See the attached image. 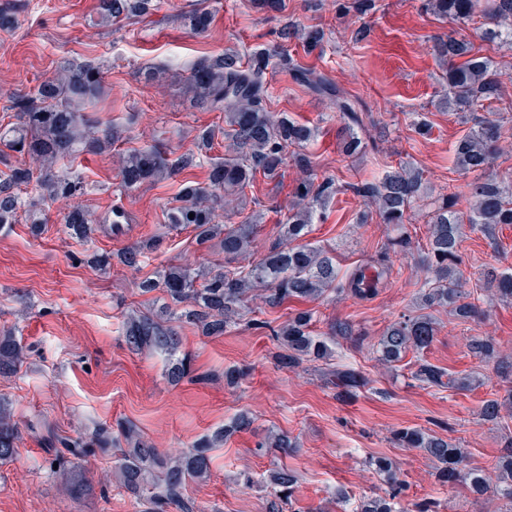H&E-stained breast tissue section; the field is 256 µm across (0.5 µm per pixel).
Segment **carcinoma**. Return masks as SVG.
Instances as JSON below:
<instances>
[{
    "mask_svg": "<svg viewBox=\"0 0 512 512\" xmlns=\"http://www.w3.org/2000/svg\"><path fill=\"white\" fill-rule=\"evenodd\" d=\"M207 0H200L189 17L193 31L206 32L211 13ZM427 9L467 23L476 17L489 21L483 32L488 42H512V0H426ZM153 0H102L101 22L113 23L123 19L143 18L153 10ZM377 9L376 0H336V11H351L367 16ZM436 51L448 63V106L459 112H473L483 101L499 99L500 73L491 59L473 52L466 39L447 36L437 42ZM288 70L300 85L313 95L334 100L336 110L344 121V147L350 154L361 150L362 142L355 129L364 124L362 102L344 96L325 74L294 62L286 52L273 53L268 49L254 51L243 61L233 56L202 58L190 65L185 80V92L191 102L211 111L224 113V126H209L196 138V151L170 158L156 149L135 150L123 158L120 167V186L135 190L144 183L160 181L195 165L198 156L212 149L215 138L223 135L230 141L232 151L224 161L212 164L206 187L189 184L180 195V204L170 209L167 227L182 231L191 228L205 241L218 240L224 252V263L208 269L170 266L143 280L141 291L159 290L164 303L154 311L133 313L123 327L127 346L133 351H156L169 357L168 375L176 380L186 374V359L177 356L179 335L177 325L190 323L207 336H219L238 324L245 300L258 295L274 308L290 300H316L341 290L359 299L377 294L378 286L388 274L385 260L377 259L361 267L344 283L337 282L336 258L322 246L306 241L314 215L340 191H350L375 208L382 223L397 231L391 246L404 251L410 241L404 231L411 204L422 188L420 171L402 165L387 172L375 182L339 185L335 179H318L311 174L312 161L302 147L310 141L315 130L300 124L282 113L274 115L266 108L267 70L272 61ZM102 88L100 66L92 63L65 61L56 77L44 81L37 89V103L24 104L16 114L17 122L0 128V144L13 152L27 153L39 158L36 169L15 166L0 179V226L17 221L21 202L15 189L35 184L39 189L37 202L27 210L33 226L41 224L38 205L48 201H63L81 190L80 178L55 165L60 158L81 151L87 142L98 151H107L122 139L123 131L113 125L101 136L88 141L86 126L89 116L82 114L85 104L99 97ZM503 125L498 121L481 120L455 145V166L475 179L467 184L473 199L470 211L457 208L458 195L451 192L434 204L430 215L426 253L422 266L426 277L420 287L424 307H449L454 315L468 321L477 317L482 308L467 300L459 288L460 245L464 225L472 230L490 234L499 224H512V179L488 173L496 146L502 138ZM291 146L299 150L288 153ZM304 174L294 191V201L288 209V223L283 225L286 242L270 248L260 258L246 265L235 262L251 254L257 225L251 223L220 224L218 211L224 208L228 195H245L255 187L258 178L274 180L281 176L287 161ZM194 217H189V214ZM109 225L112 232L120 230L117 219L104 217L96 224L81 208L65 216L66 232L77 239H89ZM151 247L142 243L115 254L94 255L90 262L107 268L112 260L132 267L142 250ZM487 307L512 300V272L489 267L483 272ZM314 312L298 309L288 320L273 330L282 352L278 365L294 369L303 361L320 360L329 355L326 340L314 334ZM437 332L431 316L420 314L390 324L377 343V361L392 367L413 351L418 354L430 347ZM472 357L481 363L497 362L506 371L512 366L501 356L496 342L488 336H474L468 344ZM23 349L9 334L0 336V374L13 371L22 362ZM446 372L418 358L412 378L430 386L444 385ZM340 386L345 389L363 385L364 376L354 370L338 372ZM512 404V389L503 398L484 401L480 416L485 422L501 419L504 406ZM253 420L248 411L236 414L229 425L197 440L192 448L179 457H167L143 443L129 429L125 439L132 447L120 449L115 460L123 486L138 494L148 485L156 489L142 512H202L195 501L184 495L190 480L204 481L211 475V452L231 433L249 428ZM17 425L11 413L0 401V462L11 460L15 454ZM393 442L401 448L419 450L439 463L438 480L450 485H463L471 493L483 496L488 486L478 468L463 466V451L457 445L434 433L416 428L394 431ZM50 462L68 465L73 472L81 470L80 459L86 454L83 444L50 435L46 439ZM259 448H292L288 435L270 434L258 444ZM379 470L391 479L392 494L401 493L403 482L397 469L388 459L376 461ZM500 485L494 494L507 501L512 512V451L498 461ZM295 476L284 468L270 472L268 512H284L291 505ZM360 512H395L386 498L364 501Z\"/></svg>",
    "mask_w": 512,
    "mask_h": 512,
    "instance_id": "cac0c4a2",
    "label": "carcinoma"
}]
</instances>
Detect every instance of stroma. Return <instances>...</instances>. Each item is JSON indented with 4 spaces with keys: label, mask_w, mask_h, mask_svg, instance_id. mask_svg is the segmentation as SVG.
<instances>
[{
    "label": "stroma",
    "mask_w": 512,
    "mask_h": 512,
    "mask_svg": "<svg viewBox=\"0 0 512 512\" xmlns=\"http://www.w3.org/2000/svg\"><path fill=\"white\" fill-rule=\"evenodd\" d=\"M196 2L157 0L148 17L110 26L98 22L99 0H0V12L11 17L10 24L0 26V124L15 122V103L29 101L55 76L60 61H94L102 66L104 93L85 112L102 124L120 126L125 136L112 150L83 151L58 161V168L73 167L82 189L70 201L43 206L40 232H32L23 215L0 226V331H11L26 350L15 373L0 375V397L20 431L16 458L0 466V512H139L137 499L118 482L112 457L97 450L82 463L92 491L67 492L64 469L49 464L47 436L75 440L98 426L114 430L129 423L144 441L175 456L244 408L255 418L251 429L214 450L210 479L187 488L203 512H267L264 482L275 467L297 477L296 512H359L364 500L390 493L385 475L373 464L377 458L391 459L401 473L405 490L395 501L397 512H413L423 501L436 503L438 512H497L499 500L478 499L465 487L441 483L434 459L396 447L390 437L405 427L436 433L458 443L468 465L498 480L496 460L512 437V410L495 423L481 421L479 411L485 400L512 386L493 366L473 359L467 343L473 336L493 337L502 356L512 359V304L495 305L489 316L465 323L448 308L431 309L438 328L433 344L423 355L407 353L392 370L378 363L373 346L389 324L419 312L418 282L424 274L417 261L433 202L456 192L460 208L471 205L454 149L475 121L503 120L506 133L491 169L512 175V44L485 42L478 25L437 16L425 10L423 0H377L376 11L364 17L337 14L333 0H282L278 10L261 9L256 0H210V27L198 35L187 23ZM290 23L321 29L324 38L312 48L297 37L281 40ZM360 29L365 35L359 39ZM458 30L504 74L500 99L464 116L444 102L445 68L432 51L434 37ZM279 44L367 108L359 132L364 147L348 154L334 103L311 95L287 72L269 69L267 107L315 129L306 150L318 175L345 184L381 178L402 164L423 170L427 190L406 225L412 249L390 251L391 229L376 219L358 224L365 203L349 192L337 194L314 221L309 241L335 249L340 280L380 257L390 274L370 299L336 292L309 302L330 359L278 367L279 344L271 331L298 304L271 308L254 300L246 302L244 312L265 321V328L243 325L205 336L194 325H181L179 352L189 368L173 385L165 376L166 357L131 352L122 328L130 314L160 297L156 291L141 292L146 277L169 265L207 268L223 261L217 242H199L193 231L171 232L165 224L185 184L207 186L209 169L227 155L228 142L216 140L194 167L130 192L118 188L121 160L154 145L182 154L193 148L199 129L223 125V113L187 99L183 83L189 64L224 53L244 58ZM420 120L427 121L428 134L417 133ZM301 177L290 166L282 182L259 179L251 195L226 205L220 222L238 224L261 213L252 251L265 253L282 238L291 191ZM75 206L99 217L124 212V233L99 231L88 241L69 236L64 216ZM146 240L152 247L137 267L99 269L89 262L90 256ZM460 254L463 288L479 296L485 266L512 269V225L499 226L492 239L467 232ZM339 321L360 332V340L333 336L331 327ZM421 356L456 377L477 373L480 381L467 389L420 384L410 371ZM241 364L249 366V376L228 387L225 369ZM347 367L366 378L364 387L349 394L335 378ZM271 431L287 433L295 447L258 451Z\"/></svg>",
    "instance_id": "stroma-1"
}]
</instances>
